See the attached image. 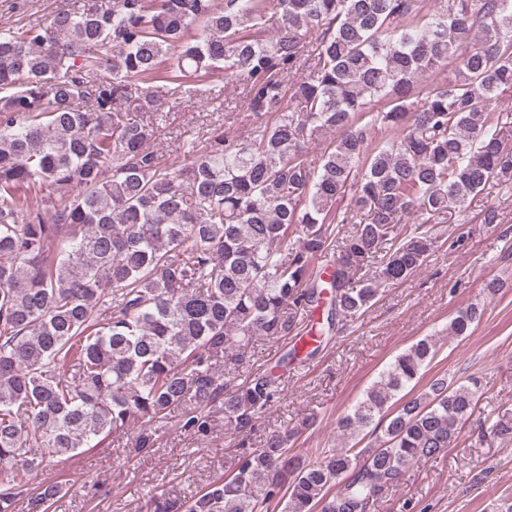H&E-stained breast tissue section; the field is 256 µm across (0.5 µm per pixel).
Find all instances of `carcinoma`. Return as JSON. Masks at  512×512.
I'll list each match as a JSON object with an SVG mask.
<instances>
[{
  "label": "carcinoma",
  "mask_w": 512,
  "mask_h": 512,
  "mask_svg": "<svg viewBox=\"0 0 512 512\" xmlns=\"http://www.w3.org/2000/svg\"><path fill=\"white\" fill-rule=\"evenodd\" d=\"M273 3L272 27L268 0H83L0 32V512L23 497L51 512L59 486L30 476L133 419L179 409L205 435L219 403L251 432L280 394L272 371L240 375L253 339L286 340L307 318L314 356L423 267L431 225L512 173V122L488 121L512 88V0ZM450 59L454 81L421 82ZM221 72L252 127L212 124L180 146L187 162L163 165L154 89L205 93ZM333 132L311 165L307 145ZM409 214L413 231L393 234ZM330 252L326 279L314 264ZM482 314L458 311L448 335ZM438 352L417 341L341 419L352 440L371 430L368 447L306 464L273 432L240 443L233 473L188 507L154 512H375L454 445L479 398L475 377L400 397Z\"/></svg>",
  "instance_id": "cac0c4a2"
}]
</instances>
